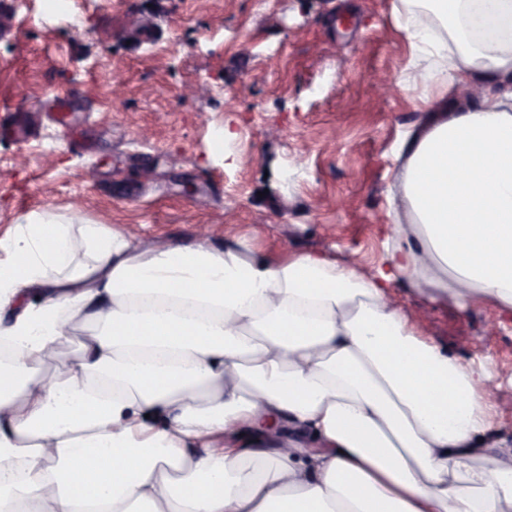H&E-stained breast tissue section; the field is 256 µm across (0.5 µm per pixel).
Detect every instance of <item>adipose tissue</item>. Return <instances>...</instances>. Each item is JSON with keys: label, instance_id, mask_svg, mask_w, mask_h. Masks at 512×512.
Wrapping results in <instances>:
<instances>
[{"label": "adipose tissue", "instance_id": "ef3b65f1", "mask_svg": "<svg viewBox=\"0 0 512 512\" xmlns=\"http://www.w3.org/2000/svg\"><path fill=\"white\" fill-rule=\"evenodd\" d=\"M422 2L432 93L376 274L51 209L0 237V512H512L484 373L387 296L512 314V43L474 37L476 0Z\"/></svg>", "mask_w": 512, "mask_h": 512}]
</instances>
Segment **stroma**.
Instances as JSON below:
<instances>
[{"mask_svg":"<svg viewBox=\"0 0 512 512\" xmlns=\"http://www.w3.org/2000/svg\"><path fill=\"white\" fill-rule=\"evenodd\" d=\"M67 4L0 0V235L49 207L145 239L192 242L205 225L270 256L287 242L380 264L398 148L429 93L405 0ZM391 297L484 367L491 436L512 442V315L400 282Z\"/></svg>","mask_w":512,"mask_h":512,"instance_id":"stroma-1","label":"stroma"}]
</instances>
